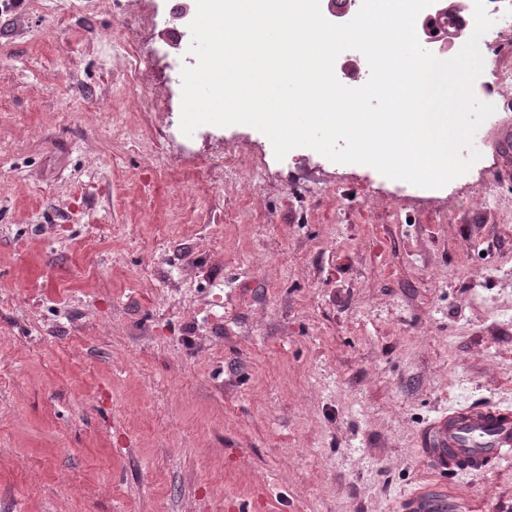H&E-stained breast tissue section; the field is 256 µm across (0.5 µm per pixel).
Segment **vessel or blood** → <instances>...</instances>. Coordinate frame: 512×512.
<instances>
[{
	"mask_svg": "<svg viewBox=\"0 0 512 512\" xmlns=\"http://www.w3.org/2000/svg\"><path fill=\"white\" fill-rule=\"evenodd\" d=\"M469 17L463 0H451L449 38H457ZM499 162L494 179L512 180V125L499 129L494 145ZM419 458L442 477L460 472L486 474L512 461V408L471 404L429 418L415 442ZM401 512H448V492L441 484H424L401 503Z\"/></svg>",
	"mask_w": 512,
	"mask_h": 512,
	"instance_id": "obj_1",
	"label": "vessel or blood"
}]
</instances>
